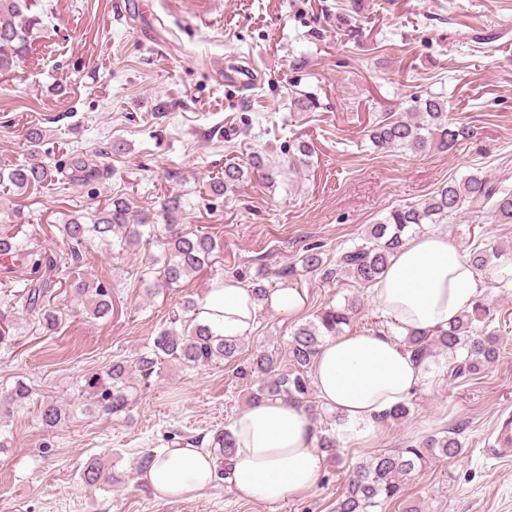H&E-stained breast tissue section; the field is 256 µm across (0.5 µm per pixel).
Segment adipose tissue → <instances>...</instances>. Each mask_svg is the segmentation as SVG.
<instances>
[{
  "mask_svg": "<svg viewBox=\"0 0 512 512\" xmlns=\"http://www.w3.org/2000/svg\"><path fill=\"white\" fill-rule=\"evenodd\" d=\"M512 275V266L477 272L448 235L416 234L390 259L373 286L388 327L328 337L312 375L320 404L341 419L346 439L368 440L378 414L405 402L425 380L424 366L404 340L415 332L447 327L471 311L487 281ZM306 291L289 283L256 299L245 283L228 278L213 284L199 304V319L227 339L251 334L262 313L292 319L304 311ZM235 453L226 481L237 497L278 503L310 491L326 465L317 431L302 404L278 397L247 406L231 425ZM211 452L191 445L157 451L143 479L166 499H188L216 480Z\"/></svg>",
  "mask_w": 512,
  "mask_h": 512,
  "instance_id": "obj_1",
  "label": "adipose tissue"
}]
</instances>
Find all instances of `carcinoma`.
Instances as JSON below:
<instances>
[{"instance_id":"carcinoma-1","label":"carcinoma","mask_w":512,"mask_h":512,"mask_svg":"<svg viewBox=\"0 0 512 512\" xmlns=\"http://www.w3.org/2000/svg\"><path fill=\"white\" fill-rule=\"evenodd\" d=\"M32 7L31 0H0L1 72L11 69L26 54L33 31L41 25V17L32 12ZM474 136L472 127L449 118L441 97L429 94L424 98L414 97L408 107L394 115L382 116L370 129L369 140L379 151L399 149L421 155L432 150L447 152ZM24 137L27 160L6 172L0 171V187L3 188L0 200L8 194L22 196L32 189L53 186L56 175L62 173V169L42 160L40 129L30 128ZM312 156L310 143L298 138L289 141L285 164L276 165L265 152L254 151L243 164L232 160L224 163V173L208 183L207 195L213 200L235 196L255 182L272 188L284 167L294 170L306 167ZM70 166L73 180L92 179L101 171L99 156L84 152L74 154ZM177 209L169 200L161 202L163 223L157 224L148 213L135 209L118 196L97 209L92 222L73 216L59 225V231L74 263L79 262L81 250L91 241L107 247L114 257L131 251L143 252L155 274L144 288L146 295L151 296L207 268L217 247L207 233L184 231L178 224ZM484 209L491 212L497 223H512V190L477 170L460 181H449L421 203L390 210L381 222L369 225L361 242L339 251L336 259L325 257L324 245L308 244L297 262L276 271L275 276L293 279L310 275L331 284L346 275L360 285L369 286L384 273L391 256L403 245L404 237L413 234L418 227L442 224L465 210ZM501 256L502 250L492 248L480 238L469 252V260L478 271L486 270L492 259ZM17 262L30 268L33 278L26 280L21 290L4 295L0 302V345L16 342L12 330L13 310L17 307L25 309L48 332L59 325L61 308L52 300L59 271L56 257L28 249L12 235H1L0 272L14 273ZM232 277L252 286L257 299L265 296L268 269L259 266L253 273L237 269ZM65 288L74 303V312L94 319L112 314V294L102 283L77 274L69 278ZM197 307V300H184L181 312L159 327L144 351L131 360L112 363L106 378L95 377L88 381L90 406L112 415L130 412L138 384L145 385L159 375L160 365L166 361H176L187 369H200L236 358L241 340L216 335L197 318L188 316ZM360 309V300L354 296L341 305H328L294 330L285 351L255 353L245 370L257 379L250 401L280 397L303 404L312 419L321 418L323 407L312 397L314 360L326 337L344 333L345 328L352 326ZM492 317L493 307L481 300L448 328L432 334H411L404 342L413 356L426 365L432 362L435 351L447 353L448 373L453 378L467 372L476 374L494 363L500 354L498 334L488 329ZM30 393L23 382L16 383L4 395L0 393V416H10L14 406L27 400ZM410 412V402L406 401L379 415L377 423H398ZM68 417L66 408L54 402L40 407L39 421L46 430L57 427ZM317 447L327 453L330 460L338 459L340 442L335 434L319 435ZM208 448L219 464H224L235 450L230 428L215 431ZM461 453V443L452 431L443 436H428L397 451L378 453L357 466L350 475L336 497L334 512H377L387 502L402 498L404 480L410 474L434 460H453ZM104 476L105 468L99 459L91 458L86 462L82 480L87 485H99Z\"/></svg>"}]
</instances>
